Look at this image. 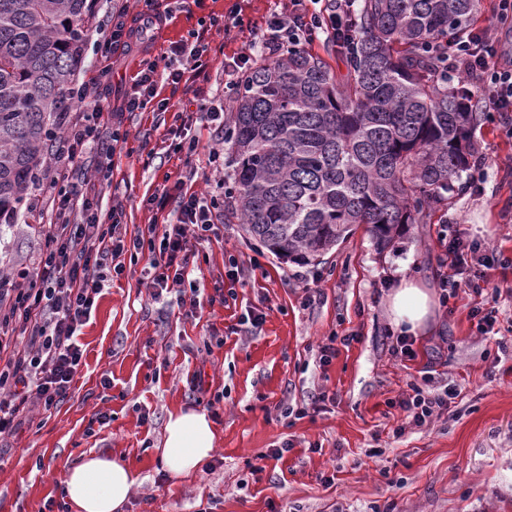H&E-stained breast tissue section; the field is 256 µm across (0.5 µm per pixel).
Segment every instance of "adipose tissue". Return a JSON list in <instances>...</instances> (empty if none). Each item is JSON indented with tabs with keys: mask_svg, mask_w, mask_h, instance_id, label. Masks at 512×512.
Returning a JSON list of instances; mask_svg holds the SVG:
<instances>
[{
	"mask_svg": "<svg viewBox=\"0 0 512 512\" xmlns=\"http://www.w3.org/2000/svg\"><path fill=\"white\" fill-rule=\"evenodd\" d=\"M394 324L408 332L423 331L434 316L432 293L421 282L403 281L388 297ZM215 436L207 415L195 410L171 413L161 449L164 466L175 475L197 471L211 457ZM136 476L119 458L89 454L68 468L64 492L76 512H121Z\"/></svg>",
	"mask_w": 512,
	"mask_h": 512,
	"instance_id": "obj_1",
	"label": "adipose tissue"
}]
</instances>
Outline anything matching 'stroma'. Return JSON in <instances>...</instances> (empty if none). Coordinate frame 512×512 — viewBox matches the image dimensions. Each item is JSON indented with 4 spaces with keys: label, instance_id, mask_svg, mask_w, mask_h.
I'll use <instances>...</instances> for the list:
<instances>
[{
    "label": "stroma",
    "instance_id": "stroma-1",
    "mask_svg": "<svg viewBox=\"0 0 512 512\" xmlns=\"http://www.w3.org/2000/svg\"><path fill=\"white\" fill-rule=\"evenodd\" d=\"M173 18L118 48L101 98L120 101L142 58L158 64L160 97L174 103L229 105L224 65L242 58L253 70L249 34L277 16L281 0H160ZM240 13L243 29L225 32L213 17ZM199 34L205 67L173 55V42ZM183 74L179 84L169 71ZM171 114L126 113L127 139L95 176L99 202L124 196L128 235L146 230L154 214L141 197L173 192L189 171L219 181L207 153L169 151ZM481 190L454 192L423 222L406 226L392 247L378 250L367 226L304 266L281 260L247 238L240 225L216 224L198 244V290L172 288L153 299L141 286L150 253L106 281L79 337L83 364L68 398L32 408L11 435L0 437V512H74L63 491L66 469L91 453L122 459L137 482L122 512H512V266L491 273L483 296L460 293L436 305L428 328L413 339L415 359L397 355L387 298L402 279L431 290L450 271L441 229L459 230L512 257V138L496 122L472 133ZM31 213L8 234L0 267L34 263L43 240ZM238 260V275L226 270ZM234 293L210 304L216 289ZM315 296L306 304V296ZM200 301L195 315L183 302ZM497 310L495 331L480 335L469 312L478 301ZM349 337L327 365L319 347ZM203 372L202 391L190 388ZM459 395L426 427H402L399 399L412 387ZM329 401L312 402L319 393ZM216 451L196 472L166 470L159 449L170 413L206 411ZM104 412L109 423L93 422ZM282 460L268 458L282 443Z\"/></svg>",
    "mask_w": 512,
    "mask_h": 512
}]
</instances>
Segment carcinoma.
<instances>
[{"label":"carcinoma","instance_id":"cac0c4a2","mask_svg":"<svg viewBox=\"0 0 512 512\" xmlns=\"http://www.w3.org/2000/svg\"><path fill=\"white\" fill-rule=\"evenodd\" d=\"M479 0H363L339 78L306 48L258 66L224 116V217L278 258L320 261L356 224L377 248L448 200L482 119L437 53ZM87 0H0V226L13 224L73 110Z\"/></svg>","mask_w":512,"mask_h":512}]
</instances>
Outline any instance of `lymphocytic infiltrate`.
Instances as JSON below:
<instances>
[{
  "mask_svg": "<svg viewBox=\"0 0 512 512\" xmlns=\"http://www.w3.org/2000/svg\"><path fill=\"white\" fill-rule=\"evenodd\" d=\"M309 3L287 0L283 16L254 33L251 46L260 60L319 39L333 44L337 52L345 51L355 28V0H328L319 9ZM497 53L498 42L490 29H470L465 39L449 44L448 71L466 77L488 112H512V63L496 62ZM155 72V63L141 60L131 93L116 109L84 88V112L63 125L55 143L59 165L52 183L51 218L39 227L44 244L33 275L24 285L13 281L11 274H0V435L17 430L27 405L48 410L67 399L82 364L78 333L90 317L107 271L122 273L126 255L152 251L141 282L155 298L201 269L189 242L206 240L214 228L218 205L207 192L145 196V209L161 213L174 206L177 221L160 229L148 225L146 232L131 238L123 227V201L114 200L109 210H101L88 177L89 159L111 155L121 140L125 113L152 102L173 115L171 149L189 156L198 152V141L185 140L182 134L183 109L156 101ZM448 254L453 273L441 283L446 302L464 286L482 293L491 271L506 262L497 249L458 234L449 237ZM456 396L452 388L440 393L418 388L400 407L409 424L421 427L447 411Z\"/></svg>",
  "mask_w": 512,
  "mask_h": 512,
  "instance_id": "f902f5d3",
  "label": "lymphocytic infiltrate"
}]
</instances>
